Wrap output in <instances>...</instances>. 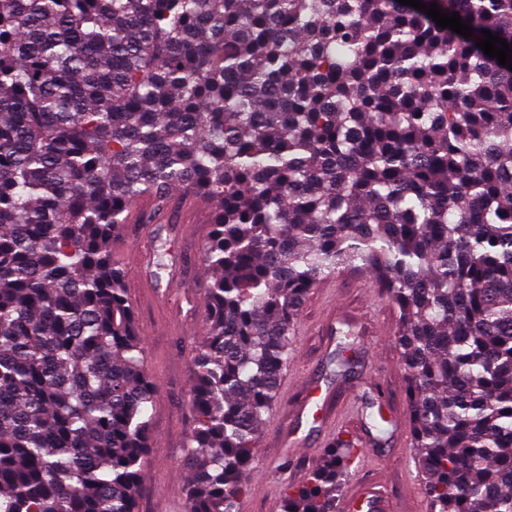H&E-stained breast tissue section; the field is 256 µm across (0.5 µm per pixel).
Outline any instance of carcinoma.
Instances as JSON below:
<instances>
[{
	"label": "carcinoma",
	"mask_w": 512,
	"mask_h": 512,
	"mask_svg": "<svg viewBox=\"0 0 512 512\" xmlns=\"http://www.w3.org/2000/svg\"><path fill=\"white\" fill-rule=\"evenodd\" d=\"M0 0V512H139L157 386L112 243L213 213L188 512H239L294 327L361 269L398 313L427 512H512V0ZM349 343L331 362L346 374ZM339 441L281 512H336Z\"/></svg>",
	"instance_id": "obj_1"
}]
</instances>
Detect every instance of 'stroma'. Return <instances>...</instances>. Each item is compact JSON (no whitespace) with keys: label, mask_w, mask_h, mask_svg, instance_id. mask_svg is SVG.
<instances>
[{"label":"stroma","mask_w":512,"mask_h":512,"mask_svg":"<svg viewBox=\"0 0 512 512\" xmlns=\"http://www.w3.org/2000/svg\"><path fill=\"white\" fill-rule=\"evenodd\" d=\"M211 231L207 224H161L149 238L125 229L117 254L141 257L162 251L182 253V267L164 272L140 266L128 272V298L137 318L138 333L147 352V370L157 385L152 419V448L139 482V512H185V465L194 428L190 388L193 348L208 323L204 286L208 271L201 250ZM340 314L342 330L351 332L355 348L353 369L334 375L329 360L337 347L335 334L322 327L328 312ZM394 305L382 296L368 274L345 271L324 281L310 294L294 338L293 359L281 382L280 396L269 424L263 427L248 491L242 498L247 512H280L284 484L307 481L313 466L327 451L320 432L296 450L285 448L283 430L297 423L295 401L309 384L318 382L328 394V413L341 414L357 403L360 420L350 432L359 450L342 489L350 494L358 474L386 486L394 512H426L412 436L406 374L396 347ZM382 403L391 424L378 433L370 417L373 403Z\"/></svg>","instance_id":"obj_1"}]
</instances>
